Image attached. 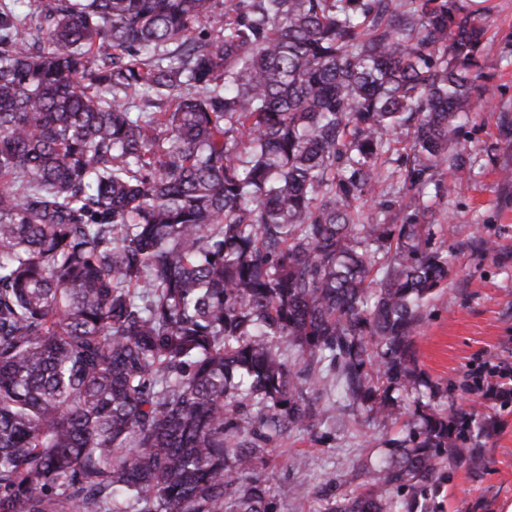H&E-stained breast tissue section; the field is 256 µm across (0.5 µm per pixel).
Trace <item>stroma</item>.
I'll return each mask as SVG.
<instances>
[{"label":"stroma","instance_id":"35a3bbf8","mask_svg":"<svg viewBox=\"0 0 512 512\" xmlns=\"http://www.w3.org/2000/svg\"><path fill=\"white\" fill-rule=\"evenodd\" d=\"M489 6L481 90L460 137L474 163L461 188L431 201L434 241L448 255V285L424 307L414 340L421 368L444 392L442 405L469 418L466 445L474 455L443 469L429 493V512H503L512 503V402L503 406L462 390L483 362L512 361V180L501 176L512 171V0H489ZM484 239L495 242V251H483ZM399 434L393 421L332 405L313 431L271 442L279 512H322L314 496L293 495L297 485L314 492L332 477L339 492H359L365 477L358 462L380 458ZM294 453L305 456V466L289 467Z\"/></svg>","mask_w":512,"mask_h":512}]
</instances>
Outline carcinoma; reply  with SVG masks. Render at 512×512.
Wrapping results in <instances>:
<instances>
[{"instance_id":"carcinoma-1","label":"carcinoma","mask_w":512,"mask_h":512,"mask_svg":"<svg viewBox=\"0 0 512 512\" xmlns=\"http://www.w3.org/2000/svg\"><path fill=\"white\" fill-rule=\"evenodd\" d=\"M11 2L0 512H278L267 445L313 430L319 395L389 417L415 392L406 434L324 512H423L470 452L413 337L448 285L425 188L471 169L484 13ZM369 201L403 223H364Z\"/></svg>"}]
</instances>
